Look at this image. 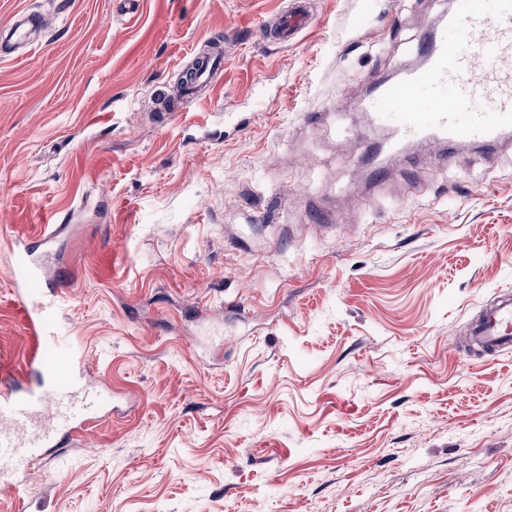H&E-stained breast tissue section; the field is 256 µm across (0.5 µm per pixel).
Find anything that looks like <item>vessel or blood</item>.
I'll list each match as a JSON object with an SVG mask.
<instances>
[{"instance_id":"b4317fda","label":"vessel or blood","mask_w":512,"mask_h":512,"mask_svg":"<svg viewBox=\"0 0 512 512\" xmlns=\"http://www.w3.org/2000/svg\"><path fill=\"white\" fill-rule=\"evenodd\" d=\"M310 0H289L263 26L269 40L285 44L311 18ZM457 41H449V34ZM418 66L369 81L358 105L368 123L394 127L407 140H431L443 147L471 139L495 141L512 129V0H454L445 23L426 34ZM224 75V58L201 57L183 86L179 102L162 99L166 112H183L199 86H213ZM428 95L433 108L418 111L413 94ZM12 290L31 337L26 370L0 383V492L20 491L16 474L35 469L46 449L63 446L72 433L93 422L96 390L84 377L82 353L60 345L54 331L58 291L41 274L35 249L15 256ZM474 349L512 352V294L497 295L472 320L463 341Z\"/></svg>"}]
</instances>
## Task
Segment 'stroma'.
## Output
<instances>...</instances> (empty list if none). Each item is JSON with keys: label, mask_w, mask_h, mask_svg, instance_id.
<instances>
[{"label": "stroma", "mask_w": 512, "mask_h": 512, "mask_svg": "<svg viewBox=\"0 0 512 512\" xmlns=\"http://www.w3.org/2000/svg\"><path fill=\"white\" fill-rule=\"evenodd\" d=\"M0 0V364L29 347L10 244L50 224L58 325L102 406L0 512H512V132L433 165L356 112L452 0ZM44 14L32 48L8 30ZM224 79L155 110L195 51ZM430 192L409 197L410 183ZM310 4L309 0H290L285 9L265 22L264 36L275 43H288L311 19ZM464 350L473 353L480 348L491 354L512 352V295H497L472 320L463 341Z\"/></svg>", "instance_id": "35a3bbf8"}]
</instances>
